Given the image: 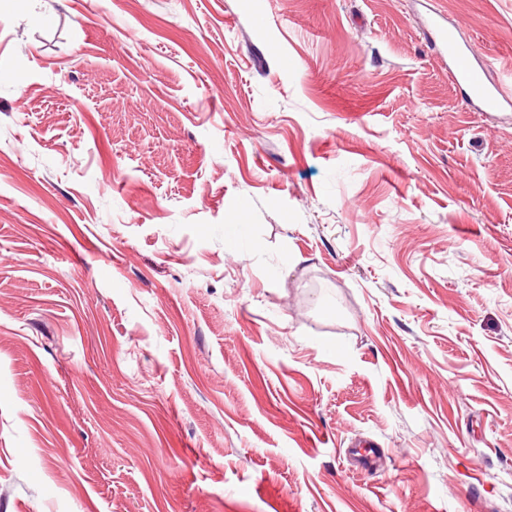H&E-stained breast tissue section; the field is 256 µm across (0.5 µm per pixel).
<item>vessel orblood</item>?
Wrapping results in <instances>:
<instances>
[{
  "mask_svg": "<svg viewBox=\"0 0 512 512\" xmlns=\"http://www.w3.org/2000/svg\"><path fill=\"white\" fill-rule=\"evenodd\" d=\"M433 34L430 48L448 57V72L461 91L465 105L477 107L483 112H501L512 107V93L490 81L487 68L475 52H464L457 47V32L443 27L438 19H431Z\"/></svg>",
  "mask_w": 512,
  "mask_h": 512,
  "instance_id": "obj_1",
  "label": "vessel or blood"
}]
</instances>
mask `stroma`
<instances>
[{
    "label": "stroma",
    "instance_id": "35a3bbf8",
    "mask_svg": "<svg viewBox=\"0 0 512 512\" xmlns=\"http://www.w3.org/2000/svg\"><path fill=\"white\" fill-rule=\"evenodd\" d=\"M433 11L512 89V0H0V512H512V112ZM430 27L433 34L430 48L448 56V72L459 87L465 105L477 107L481 112H501L512 107L511 93L490 81L486 65L479 55L457 48L454 28L443 27L436 18L431 19Z\"/></svg>",
    "mask_w": 512,
    "mask_h": 512
}]
</instances>
